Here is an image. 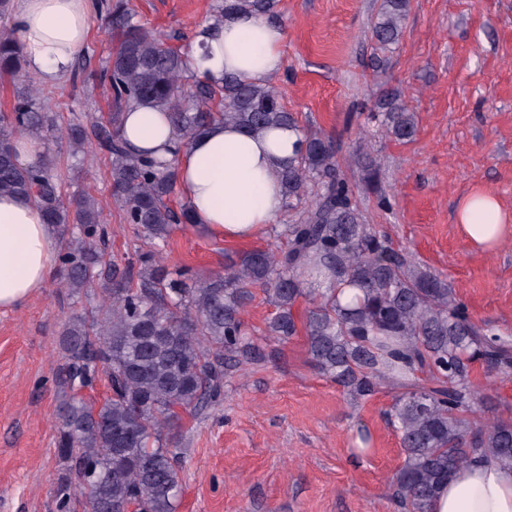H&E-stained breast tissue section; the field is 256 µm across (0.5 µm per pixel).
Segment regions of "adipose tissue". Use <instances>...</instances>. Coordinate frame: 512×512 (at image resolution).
<instances>
[{"label":"adipose tissue","instance_id":"ef3b65f1","mask_svg":"<svg viewBox=\"0 0 512 512\" xmlns=\"http://www.w3.org/2000/svg\"><path fill=\"white\" fill-rule=\"evenodd\" d=\"M89 0H15L13 26L27 70L43 84L59 83L87 45ZM280 25L240 14L199 27L186 49L189 69L200 79L235 76L262 83L284 66ZM122 133L136 153L175 162L177 186L195 223L229 240L261 236L281 213L280 163L292 155L297 135L274 128L249 135L216 122L182 143L164 113L131 105ZM458 222L476 245L497 246L506 216L497 198L478 191L458 210ZM59 237L38 205L20 195L0 196V310L23 304L48 288L57 269ZM430 512H512V468L478 455L453 475Z\"/></svg>","mask_w":512,"mask_h":512}]
</instances>
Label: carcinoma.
<instances>
[{
	"instance_id": "cac0c4a2",
	"label": "carcinoma",
	"mask_w": 512,
	"mask_h": 512,
	"mask_svg": "<svg viewBox=\"0 0 512 512\" xmlns=\"http://www.w3.org/2000/svg\"><path fill=\"white\" fill-rule=\"evenodd\" d=\"M277 0H224L215 21L237 14L271 20ZM410 0H380L371 39L396 44ZM95 11L116 34L117 46L101 72L108 83L106 119L63 123L25 70L10 24L12 0H0V77L13 79L9 111L0 113V194L32 198L60 236L61 286L72 294L104 281L92 317H71L62 327L63 364L58 380L56 512H176L177 453L172 429L179 411L197 412L221 394L224 372L251 352L243 315L259 287L275 308L267 335L286 343L298 334L293 309L306 298L304 323L312 366L359 398L385 385L399 390L389 412L403 463L391 484L405 512H429L448 478L476 454L512 468V423L471 425V364L497 373L512 370V344L476 325L447 280L391 247L370 224L351 185L340 176L336 143L300 126L273 80L252 83L228 76L223 84L195 80L183 51L134 22L130 0H95ZM165 112L190 140L213 120L254 134L288 126L300 134L281 165L285 249H252L224 270L200 277L185 270L169 277L162 253L177 224H190L187 204L167 203L174 168L133 154L122 134L132 105ZM368 122L396 141L417 132L415 114L396 91L382 93ZM44 143L60 137L69 156L83 162L88 146L108 161L122 221L150 244L137 262L107 256L99 244L106 219L87 191L67 200L63 175L45 156L22 164L19 136ZM354 162L365 187L377 190L378 164L358 147ZM356 291L341 304L342 292ZM427 374L421 380L417 373ZM105 377L109 395L96 403L82 390Z\"/></svg>"
}]
</instances>
